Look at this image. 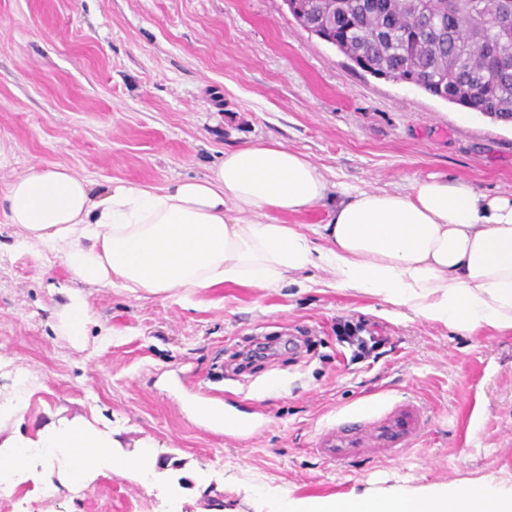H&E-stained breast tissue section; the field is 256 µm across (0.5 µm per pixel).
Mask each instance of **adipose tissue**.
Wrapping results in <instances>:
<instances>
[{"instance_id":"1","label":"adipose tissue","mask_w":512,"mask_h":512,"mask_svg":"<svg viewBox=\"0 0 512 512\" xmlns=\"http://www.w3.org/2000/svg\"><path fill=\"white\" fill-rule=\"evenodd\" d=\"M331 201L329 220L303 229L278 217ZM0 217L20 246L60 254L74 279L151 294L233 284L278 290L310 269L335 287L370 295L407 316L472 334L512 330V197L466 181L428 177L409 191L343 188L298 151L256 141L225 151L200 178L156 188L115 179L102 195L52 164L30 168L0 192ZM17 448H61L60 470L80 482L90 466L120 468L111 431L83 418L9 436ZM281 512H512V485L474 481L384 498L281 502Z\"/></svg>"}]
</instances>
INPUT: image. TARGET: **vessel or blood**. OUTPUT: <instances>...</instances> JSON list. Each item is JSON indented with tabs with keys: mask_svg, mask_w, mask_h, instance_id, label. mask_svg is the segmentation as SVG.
Wrapping results in <instances>:
<instances>
[{
	"mask_svg": "<svg viewBox=\"0 0 512 512\" xmlns=\"http://www.w3.org/2000/svg\"><path fill=\"white\" fill-rule=\"evenodd\" d=\"M210 420L223 426L228 434L255 427L253 419L228 413L220 403L214 404ZM429 422V408L412 397L363 402L317 432L314 452L339 469L358 460L393 458L417 447Z\"/></svg>",
	"mask_w": 512,
	"mask_h": 512,
	"instance_id": "1",
	"label": "vessel or blood"
}]
</instances>
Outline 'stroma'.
<instances>
[{
  "mask_svg": "<svg viewBox=\"0 0 512 512\" xmlns=\"http://www.w3.org/2000/svg\"><path fill=\"white\" fill-rule=\"evenodd\" d=\"M274 140L330 181L409 190L430 176L512 196V124L416 86L377 78L310 35L284 0H0V186L60 164L100 189L122 179L162 187L200 177L225 150ZM0 223V387L32 377V436L81 416L112 430L115 457L152 441L153 480L91 471L76 484L47 464L0 512H271L283 499L383 497L484 479L512 481V331L460 333L330 287L263 291L225 285L197 295L99 288L60 255L14 251ZM94 313L83 342L55 329L70 296ZM388 339L361 362L338 319ZM249 336L281 342L267 368L227 375ZM291 336L313 339L295 354ZM414 396L431 422L420 447L347 470L312 451L325 424L365 398ZM218 399L250 412L253 432L225 437L188 408Z\"/></svg>",
  "mask_w": 512,
  "mask_h": 512,
  "instance_id": "1",
  "label": "stroma"
}]
</instances>
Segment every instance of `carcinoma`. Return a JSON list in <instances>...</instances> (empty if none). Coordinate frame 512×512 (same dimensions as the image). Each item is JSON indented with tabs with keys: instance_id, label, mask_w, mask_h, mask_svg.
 Segmentation results:
<instances>
[{
	"instance_id": "1",
	"label": "carcinoma",
	"mask_w": 512,
	"mask_h": 512,
	"mask_svg": "<svg viewBox=\"0 0 512 512\" xmlns=\"http://www.w3.org/2000/svg\"><path fill=\"white\" fill-rule=\"evenodd\" d=\"M303 27L314 2L327 20L320 39L377 78L406 81L448 103L512 120V11L503 0H463L426 29L406 0H294ZM495 69V76L486 72Z\"/></svg>"
}]
</instances>
